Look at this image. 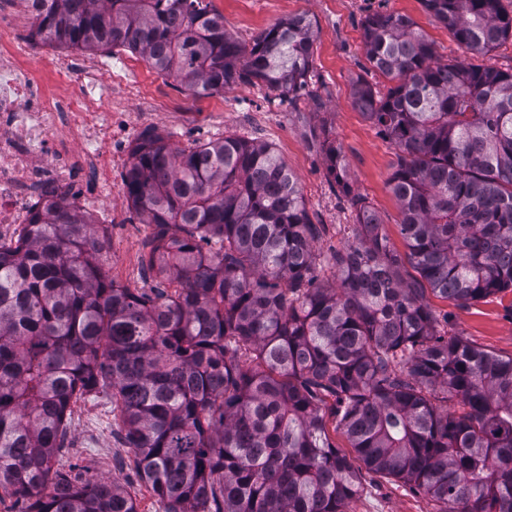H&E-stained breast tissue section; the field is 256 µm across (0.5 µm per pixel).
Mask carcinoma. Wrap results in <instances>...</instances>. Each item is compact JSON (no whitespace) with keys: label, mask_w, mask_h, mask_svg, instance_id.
Wrapping results in <instances>:
<instances>
[{"label":"carcinoma","mask_w":512,"mask_h":512,"mask_svg":"<svg viewBox=\"0 0 512 512\" xmlns=\"http://www.w3.org/2000/svg\"><path fill=\"white\" fill-rule=\"evenodd\" d=\"M48 2L37 35L128 48L194 94L255 79L292 101L310 80L305 14L247 47L205 0ZM422 2L471 52L512 37L500 0ZM363 45L394 86L380 97L358 79L352 103L397 149L389 186L410 263L462 305L512 288V73L438 60L400 14L368 17ZM320 147L351 193L336 141ZM123 183L156 227L146 267L170 291L113 281L76 207L40 203L0 240V491L21 512H137L122 486L55 469L70 404L89 395L112 399L164 512H347L361 481L329 441L326 397L368 471L442 512H512V358L437 329L363 198L332 286L315 274L300 183L266 143L180 149L149 134Z\"/></svg>","instance_id":"obj_1"}]
</instances>
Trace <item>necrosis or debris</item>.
Returning <instances> with one entry per match:
<instances>
[{
    "instance_id": "obj_1",
    "label": "necrosis or debris",
    "mask_w": 512,
    "mask_h": 512,
    "mask_svg": "<svg viewBox=\"0 0 512 512\" xmlns=\"http://www.w3.org/2000/svg\"><path fill=\"white\" fill-rule=\"evenodd\" d=\"M10 28L0 13V240L16 239L42 198L77 201L111 224L103 209L112 197L113 119L98 108L105 89L96 69L79 74L84 107L74 110L21 65Z\"/></svg>"
}]
</instances>
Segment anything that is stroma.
<instances>
[{
  "label": "stroma",
  "mask_w": 512,
  "mask_h": 512,
  "mask_svg": "<svg viewBox=\"0 0 512 512\" xmlns=\"http://www.w3.org/2000/svg\"><path fill=\"white\" fill-rule=\"evenodd\" d=\"M224 18V30L242 44L275 21L304 13L317 29L312 57L313 78L307 94L293 102L276 97L262 82H237L224 91L196 96L173 79L161 76L136 53L116 50L80 51L41 41L20 0H9L4 9L13 19L11 34L31 53L24 60L47 87L59 96L73 93L75 72L98 67L106 98L101 108L122 113L124 147L112 159V231L100 256L104 271L116 283L135 292L156 287L146 275L143 258L150 250L154 225L130 206L123 175L131 152L144 132L166 137L172 146L187 148L226 135L269 144L297 176L311 223L318 228L313 250L318 261L350 244L357 231V215L329 176L324 156L313 137L325 132L341 150L347 178L354 194L366 198L376 211L381 232L401 258L400 273L406 284L421 277L408 260L409 249L400 231V213L389 190L397 165L395 146L352 104V83L369 82L379 95L391 83L376 72L363 48V22L376 13L410 17L432 43L440 61L512 72V38L484 54L466 50L452 33L425 9L422 0H207ZM439 329L464 338L469 344L497 357H512V288L466 305L425 292ZM92 410L85 424L76 421V408L67 412L68 436L57 465L74 483L113 481L135 500L138 512H161L152 492L134 471V453L118 436L112 418V401L89 397ZM326 429L333 446L341 450L361 475L364 490L348 512H439L440 506L402 481L368 472L334 418Z\"/></svg>",
  "instance_id": "obj_1"
}]
</instances>
